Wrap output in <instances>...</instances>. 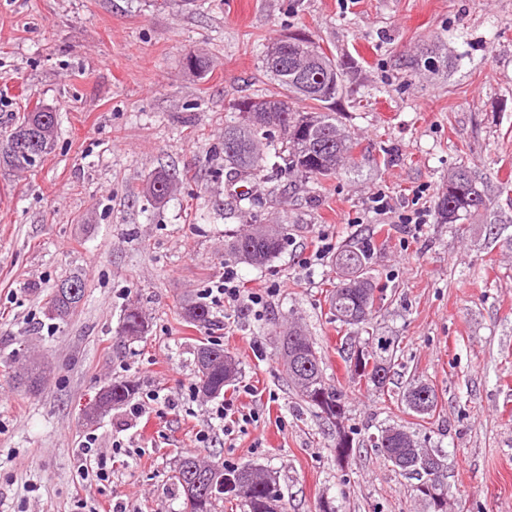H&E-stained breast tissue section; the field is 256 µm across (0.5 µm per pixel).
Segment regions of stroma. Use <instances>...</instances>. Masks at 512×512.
Listing matches in <instances>:
<instances>
[{"label":"stroma","instance_id":"35a3bbf8","mask_svg":"<svg viewBox=\"0 0 512 512\" xmlns=\"http://www.w3.org/2000/svg\"><path fill=\"white\" fill-rule=\"evenodd\" d=\"M294 31L349 63L337 110L365 160L318 184L282 176L272 201L243 213L224 124L235 101L274 89L261 59ZM190 53L206 72L187 68ZM37 104L56 114L52 152L30 171L0 167V512H183L172 471L185 452L268 470L286 512L323 498L337 512H429L370 442L412 424L401 401L412 380L438 397L420 436L446 467L450 512H512V0H0V135ZM462 164L492 203L439 223ZM161 168L177 190L158 205L145 187ZM416 210L418 230L399 220ZM265 224L288 234L278 257L225 254L228 237ZM351 241L376 245L370 269L387 291L372 323L400 351L384 391H351L337 427L291 385L275 333L300 325L327 380L346 384L347 333L325 291ZM228 264L245 290L278 294L258 311L213 308L207 329L186 321L183 300H204ZM75 272L81 307L49 319L52 287ZM131 305L149 321L139 341L120 334ZM207 342L239 368L211 399L191 388ZM32 350L49 374L36 394L14 379ZM126 377L145 415L125 405L88 420L99 391ZM227 404L254 415L230 435L215 417ZM88 441L109 481L80 478Z\"/></svg>","mask_w":512,"mask_h":512}]
</instances>
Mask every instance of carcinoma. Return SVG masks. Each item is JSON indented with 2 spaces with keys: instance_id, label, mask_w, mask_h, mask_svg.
<instances>
[{
  "instance_id": "cac0c4a2",
  "label": "carcinoma",
  "mask_w": 512,
  "mask_h": 512,
  "mask_svg": "<svg viewBox=\"0 0 512 512\" xmlns=\"http://www.w3.org/2000/svg\"><path fill=\"white\" fill-rule=\"evenodd\" d=\"M287 49L288 63L264 56L262 67L277 82V90L263 98L265 110L247 115L242 112V101L233 104L234 120L224 124V164L233 177L241 181L264 179L273 182L281 172H290L304 179H329L342 173L356 172L360 161L354 155L356 143L339 121L336 103L343 95L345 63L303 33H290L279 39ZM306 107H298V103ZM49 116L46 123L41 117ZM43 124L42 131L49 144H54L57 127L56 115L35 106L18 116L3 142L13 134L34 124ZM47 153L15 152L0 156V165L11 170L25 171L40 162ZM174 178L157 172L147 182V194L157 203L164 202L173 192ZM441 224H455L480 210L488 209V197L479 185L476 175L467 167L456 169L448 177V187L436 204ZM286 244V237L278 227L260 226L233 237L229 251L255 265H263L275 258ZM370 248L360 243L345 245L336 256V267L342 274L340 282L330 291L327 302L336 320L354 329V333L368 332L376 302L382 299L384 288L371 275L368 267ZM76 284V292L59 294L52 288L48 299V314L65 322L80 308L85 297V284L80 274L66 278ZM183 317L199 326L211 324L210 310L201 301L189 298L183 301ZM149 330L146 315L137 306L126 308L122 318L121 335L128 340L140 339ZM302 337L298 350L321 362L310 337L291 327L278 337L281 358H288L292 348L290 338ZM361 348L362 358L348 353L345 358L349 383L366 384L377 390L385 387L395 366L398 346L384 336H369L364 342L351 343L350 348ZM197 392L204 398L217 397L231 385L238 373L235 359L218 344H203L196 350ZM291 381L302 399L317 410L328 422L345 416L347 391L326 382L322 367L300 368L289 372ZM16 382L29 392L45 387L46 375L41 361L33 358L27 368L17 376ZM110 391L103 397L100 413L127 403L138 390L132 379L113 380ZM372 445L388 462L393 458L403 461L397 470L416 480L413 491L425 500L431 512H448V485L435 487L427 473L416 462L415 451L426 454L417 432L405 426H388L371 439ZM202 477L207 483L224 485V492L214 495L201 484V491L188 495L187 486L194 478ZM185 501V512H215L218 502L238 500L244 512H268L275 503L277 512H284L283 495L276 478L250 465L229 466L225 463H205L194 454L182 455L172 475Z\"/></svg>"
}]
</instances>
